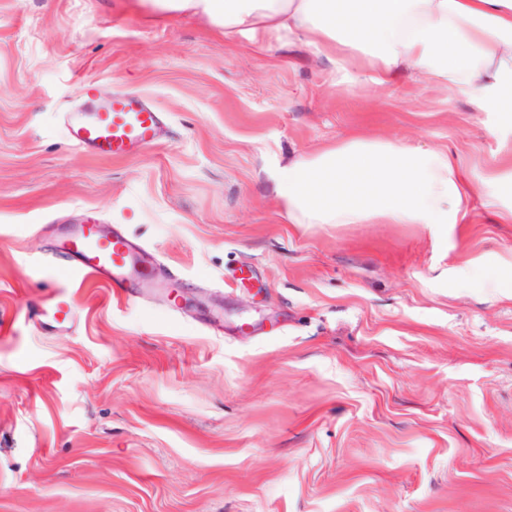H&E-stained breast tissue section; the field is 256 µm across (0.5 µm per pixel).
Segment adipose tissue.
<instances>
[{"mask_svg": "<svg viewBox=\"0 0 512 512\" xmlns=\"http://www.w3.org/2000/svg\"><path fill=\"white\" fill-rule=\"evenodd\" d=\"M264 51L288 36L337 78L382 90L402 75L467 97L512 125V0H162ZM447 152L352 135L293 157L269 175L292 224H457L468 196L500 205L512 179L494 170L464 192ZM512 222V204L500 205Z\"/></svg>", "mask_w": 512, "mask_h": 512, "instance_id": "obj_1", "label": "adipose tissue"}]
</instances>
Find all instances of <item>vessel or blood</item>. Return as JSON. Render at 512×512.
Returning <instances> with one entry per match:
<instances>
[{
	"instance_id": "vessel-or-blood-1",
	"label": "vessel or blood",
	"mask_w": 512,
	"mask_h": 512,
	"mask_svg": "<svg viewBox=\"0 0 512 512\" xmlns=\"http://www.w3.org/2000/svg\"><path fill=\"white\" fill-rule=\"evenodd\" d=\"M167 120L165 113L135 92L117 93L106 100L88 97L61 114L72 146L103 160H122L156 147ZM50 260L64 278H92L119 300H137L145 289L162 285L168 290L171 307H182L177 274L158 273L151 249L135 242L122 227L105 235L95 218H86L58 236ZM75 315V299L64 289L30 304L25 313L39 330L48 325L67 327Z\"/></svg>"
}]
</instances>
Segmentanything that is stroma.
Returning <instances> with one entry per match:
<instances>
[{"instance_id":"stroma-1","label":"stroma","mask_w":512,"mask_h":512,"mask_svg":"<svg viewBox=\"0 0 512 512\" xmlns=\"http://www.w3.org/2000/svg\"><path fill=\"white\" fill-rule=\"evenodd\" d=\"M90 88L144 96L163 141L75 150ZM352 134L468 184L512 163L498 113L416 78L353 96L156 0H0V512H512V223L477 196L449 226L289 223L269 173ZM84 216L179 275V314L86 283L73 328L28 325L65 285L49 225Z\"/></svg>"}]
</instances>
